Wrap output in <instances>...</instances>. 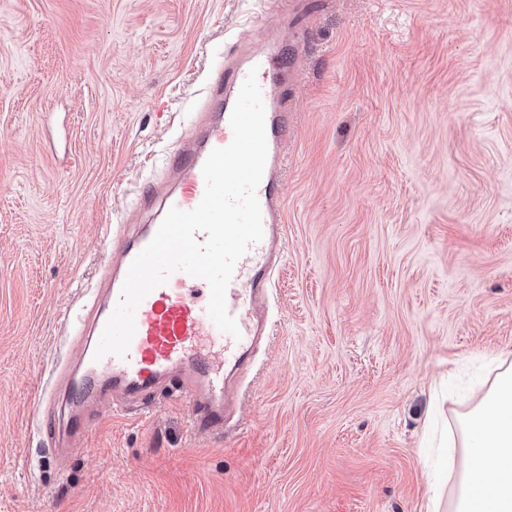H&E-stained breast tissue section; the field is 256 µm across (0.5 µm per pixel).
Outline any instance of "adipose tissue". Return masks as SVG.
I'll use <instances>...</instances> for the list:
<instances>
[{
    "label": "adipose tissue",
    "instance_id": "adipose-tissue-1",
    "mask_svg": "<svg viewBox=\"0 0 512 512\" xmlns=\"http://www.w3.org/2000/svg\"><path fill=\"white\" fill-rule=\"evenodd\" d=\"M495 376L478 390L475 404L458 419L449 447L459 448L461 464L451 470L448 503L432 496L428 506L438 512H512V362L503 354L485 357Z\"/></svg>",
    "mask_w": 512,
    "mask_h": 512
}]
</instances>
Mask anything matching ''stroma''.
I'll return each mask as SVG.
<instances>
[{
  "label": "stroma",
  "instance_id": "obj_1",
  "mask_svg": "<svg viewBox=\"0 0 512 512\" xmlns=\"http://www.w3.org/2000/svg\"><path fill=\"white\" fill-rule=\"evenodd\" d=\"M262 0H0V512H426L427 429L512 353V0H308L288 87V259L228 433L171 390L60 455L102 226L199 110Z\"/></svg>",
  "mask_w": 512,
  "mask_h": 512
}]
</instances>
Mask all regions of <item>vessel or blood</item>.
Masks as SVG:
<instances>
[{
    "label": "vessel or blood",
    "instance_id": "b4317fda",
    "mask_svg": "<svg viewBox=\"0 0 512 512\" xmlns=\"http://www.w3.org/2000/svg\"><path fill=\"white\" fill-rule=\"evenodd\" d=\"M293 62L287 50L270 55L241 48L226 58L183 144L168 155L157 178L141 194L142 204L159 202L164 214L174 207L189 211L200 203L205 190L203 165L213 149L231 143L232 109L249 71H256L266 112L267 159L256 190L263 238L237 262L226 291L227 310L237 322L239 336L221 331L210 318V288L205 280L174 272L138 306L136 331L126 355L109 354L98 360L101 378L83 384L77 397L110 399L119 391L126 399L145 401L167 383L191 396L199 432L226 429L241 396L230 373L248 365L270 334L267 302L274 274L285 259L284 146L293 130L294 113L280 76L291 70ZM159 226L154 220L141 231L116 237L111 225H103L105 239L112 244V269L105 275L106 304L87 324L91 336H101L132 261Z\"/></svg>",
    "mask_w": 512,
    "mask_h": 512
}]
</instances>
